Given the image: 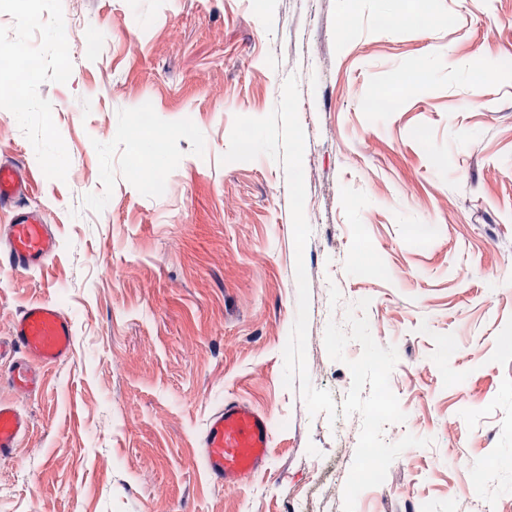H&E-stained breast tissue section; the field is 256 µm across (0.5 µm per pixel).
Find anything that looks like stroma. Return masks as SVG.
<instances>
[{"label": "stroma", "mask_w": 512, "mask_h": 512, "mask_svg": "<svg viewBox=\"0 0 512 512\" xmlns=\"http://www.w3.org/2000/svg\"><path fill=\"white\" fill-rule=\"evenodd\" d=\"M430 6L388 28L409 0L0 9V53L44 55L0 97V160L58 242L0 271V337L32 300L75 327L17 399L0 512H512V0ZM228 397L273 442L217 487L200 439Z\"/></svg>", "instance_id": "stroma-1"}]
</instances>
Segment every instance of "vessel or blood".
<instances>
[{"label":"vessel or blood","mask_w":512,"mask_h":512,"mask_svg":"<svg viewBox=\"0 0 512 512\" xmlns=\"http://www.w3.org/2000/svg\"><path fill=\"white\" fill-rule=\"evenodd\" d=\"M26 166L0 163V210L12 213L0 226V269L41 268L56 250L57 241L44 217L28 210ZM71 318L56 305L34 302L12 319L8 343L0 342V358L11 356L7 383L18 398L39 393L41 370L66 361L73 350ZM29 421L17 403L0 401V460L12 457ZM267 412L238 400H226L215 410L201 438V455L214 484H239L266 466L270 446Z\"/></svg>","instance_id":"vessel-or-blood-1"}]
</instances>
